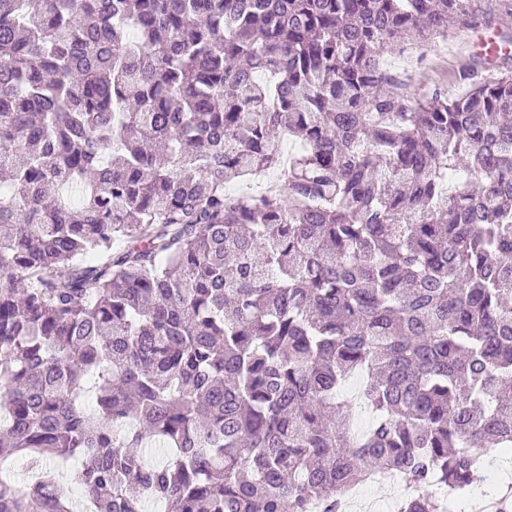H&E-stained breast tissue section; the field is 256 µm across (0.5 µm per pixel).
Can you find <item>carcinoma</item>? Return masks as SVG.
I'll return each instance as SVG.
<instances>
[{"label":"carcinoma","mask_w":512,"mask_h":512,"mask_svg":"<svg viewBox=\"0 0 512 512\" xmlns=\"http://www.w3.org/2000/svg\"><path fill=\"white\" fill-rule=\"evenodd\" d=\"M467 2L0 0V512H72L53 459L95 512L512 463V71L412 99L383 63ZM269 177L278 179L277 173L275 171L258 173L243 181L230 185L229 189L239 194L258 195L261 193L265 183L269 180Z\"/></svg>","instance_id":"carcinoma-1"}]
</instances>
